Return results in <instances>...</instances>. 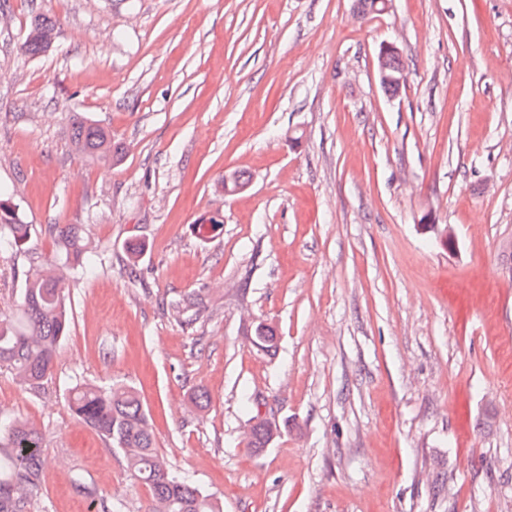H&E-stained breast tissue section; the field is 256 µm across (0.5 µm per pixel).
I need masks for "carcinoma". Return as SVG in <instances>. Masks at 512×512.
<instances>
[{"label":"carcinoma","instance_id":"carcinoma-1","mask_svg":"<svg viewBox=\"0 0 512 512\" xmlns=\"http://www.w3.org/2000/svg\"><path fill=\"white\" fill-rule=\"evenodd\" d=\"M56 23L39 14L32 18L21 50L30 56L52 48ZM72 141L90 158L112 156L121 148L101 126L76 115ZM34 229L22 222L16 204L0 200V250L22 259L23 282L14 309L0 316V368L13 371L19 381L35 390L53 370L57 352L68 335L70 317L65 279L41 274L39 257L28 248ZM40 233L53 239L57 258L66 268H86L89 243L80 224H47ZM252 345L268 354L277 347L275 330L258 321L251 330ZM71 411L124 456L131 475L145 485L157 512H219L211 495L187 477L173 474L154 447L147 411L134 388L114 383L103 388L76 383L69 394ZM277 432L274 423L253 417L245 437L246 447L260 451ZM44 437L40 430L18 420L0 424V512H27L37 492L44 468Z\"/></svg>","mask_w":512,"mask_h":512}]
</instances>
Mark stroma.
<instances>
[{
    "label": "stroma",
    "instance_id": "35a3bbf8",
    "mask_svg": "<svg viewBox=\"0 0 512 512\" xmlns=\"http://www.w3.org/2000/svg\"><path fill=\"white\" fill-rule=\"evenodd\" d=\"M37 13L56 41L29 56ZM384 42L410 65L393 98ZM77 114L120 163L75 150ZM2 187L24 223L84 225L99 259L68 277L44 386L0 372V419L44 435L31 512H152L69 409L82 380L135 387L159 454L221 512H512V0H8ZM245 393L280 428L259 453ZM250 335L252 345L257 352L268 354L277 347V336L272 326L264 321H258L253 325Z\"/></svg>",
    "mask_w": 512,
    "mask_h": 512
}]
</instances>
